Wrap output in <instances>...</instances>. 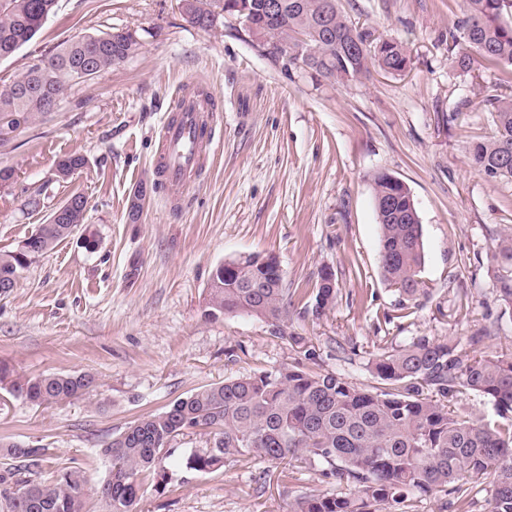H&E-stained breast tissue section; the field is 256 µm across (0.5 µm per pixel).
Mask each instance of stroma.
Wrapping results in <instances>:
<instances>
[{"label":"stroma","mask_w":512,"mask_h":512,"mask_svg":"<svg viewBox=\"0 0 512 512\" xmlns=\"http://www.w3.org/2000/svg\"><path fill=\"white\" fill-rule=\"evenodd\" d=\"M375 34L406 44L400 75L380 69L346 83L282 71L253 47L243 27L204 31L178 0H58L39 34L0 61V77L21 73L61 40L109 28L136 30L142 49L94 81L71 89L56 112L21 126L0 147V249L46 223L71 192L88 200L86 223L23 271L0 294V363L12 376L88 372L93 390L36 406L0 389V437L41 444L37 474L81 468L91 494L85 512H107L96 487L109 464L99 449L128 422L224 379L301 362L371 388L368 364L380 347L419 337L468 336L501 312L493 250L512 233V182L493 181L466 161L470 141L491 135L486 106L495 84L482 67L454 68L449 37L461 0H338ZM220 102L219 147L197 183L177 193L154 175L156 140L175 100L192 86ZM77 153L84 168L54 181L57 161ZM386 170L410 189L422 224L425 295L411 314L381 275L380 229L371 174ZM39 208L27 204L40 185ZM147 198L128 219L138 187ZM100 245L89 251L85 232ZM274 254L288 286V330L274 338L262 320L205 318L212 270L241 254ZM339 292L312 312L322 270ZM315 358H306V351ZM317 467L289 469L227 457L223 468L147 493L140 512H287L299 494L327 490Z\"/></svg>","instance_id":"stroma-1"}]
</instances>
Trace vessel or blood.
I'll return each instance as SVG.
<instances>
[{
  "instance_id": "obj_1",
  "label": "vessel or blood",
  "mask_w": 512,
  "mask_h": 512,
  "mask_svg": "<svg viewBox=\"0 0 512 512\" xmlns=\"http://www.w3.org/2000/svg\"><path fill=\"white\" fill-rule=\"evenodd\" d=\"M175 119L162 126L157 147L158 174L165 184L181 190L193 187L214 143L215 130L207 123L199 98L186 94L177 101Z\"/></svg>"
}]
</instances>
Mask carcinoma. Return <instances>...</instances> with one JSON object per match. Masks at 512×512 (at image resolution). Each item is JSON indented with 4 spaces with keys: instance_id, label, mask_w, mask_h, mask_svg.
<instances>
[{
    "instance_id": "obj_1",
    "label": "carcinoma",
    "mask_w": 512,
    "mask_h": 512,
    "mask_svg": "<svg viewBox=\"0 0 512 512\" xmlns=\"http://www.w3.org/2000/svg\"><path fill=\"white\" fill-rule=\"evenodd\" d=\"M267 0H179L189 23L205 31L224 27L229 17L243 25L258 51L288 72L308 69L334 82H348L377 66L401 73L410 62L408 48L393 38L373 42L355 25L338 0H281L271 15ZM57 0H0V60L31 41L55 13ZM512 0H462L463 17L456 31L469 51L456 56L463 73L480 61L501 71L497 87L512 85V24L502 20ZM136 33L112 28L76 35L58 43L44 60L43 71L29 65L0 78V130L11 131L53 111L74 85L86 84L136 55ZM494 129L473 142L468 165L494 181L512 182V95L487 99ZM374 207L380 227V268L386 282L403 299L424 294L418 278L424 262L422 225L409 188L378 170L371 175ZM73 204L16 249L0 250V284L16 288L21 273L86 223L87 199L71 194ZM494 285L497 301L512 314V235L495 246ZM315 314L322 316L336 300L337 286L317 282ZM246 314L278 322L272 336L288 337V288L276 261L257 257L237 260L232 269L212 272L204 316ZM501 330L496 321L470 336L417 338L400 349H380L371 369L383 386L359 387L334 371H307L298 363L227 378L195 389L163 411L129 422L105 442L101 453L112 460L99 493L108 512H138L145 487L161 496L179 479L168 467L179 436L200 431L207 446L196 448L178 466L185 473L207 474L224 467L229 455L277 462L289 456L319 468L328 482L354 487L350 493L304 492L290 512H372L387 505L394 512H416L418 499L443 492L461 505L484 492L490 512H512V424L496 425L460 415L444 399L474 393L491 400L501 416L512 414V353L489 352L485 340ZM8 392L37 405L61 404L86 394L94 379L85 372L51 373L10 379L0 369ZM432 390L441 396H423ZM0 447L19 460L0 469V512H83L87 481L71 468L48 483L31 475L41 469L49 448L0 440ZM473 478L462 483L464 475Z\"/></svg>"
}]
</instances>
